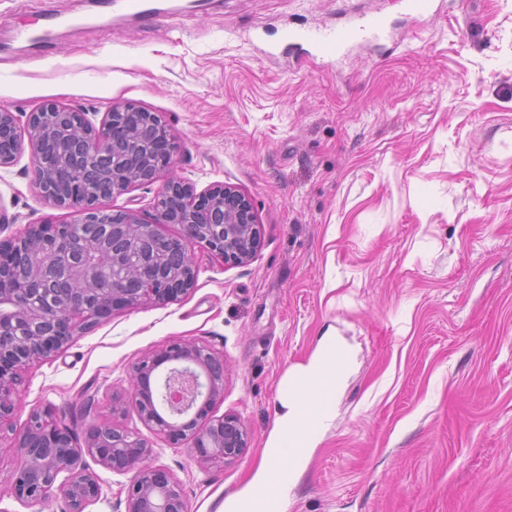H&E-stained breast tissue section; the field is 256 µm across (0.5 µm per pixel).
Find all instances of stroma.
<instances>
[{
	"label": "stroma",
	"instance_id": "1",
	"mask_svg": "<svg viewBox=\"0 0 512 512\" xmlns=\"http://www.w3.org/2000/svg\"><path fill=\"white\" fill-rule=\"evenodd\" d=\"M150 24L92 0H0V108L55 101L159 113L177 143L172 176L231 184L261 243L224 269L195 241L196 282L178 301L113 313L26 367L0 424V512L14 431L32 412L84 440L109 423L142 439L177 479L188 512H223L261 467L279 397L323 336L357 354L336 417L291 471L284 512H512V0H150ZM387 16L391 37L341 59L291 45L293 27ZM65 22L38 45L13 32ZM29 155L0 167V239L64 221L32 184ZM172 343L224 356V399L249 432L234 463L200 464L189 443L145 424L130 370ZM100 495L126 512L130 474L84 456Z\"/></svg>",
	"mask_w": 512,
	"mask_h": 512
}]
</instances>
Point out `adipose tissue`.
<instances>
[{
  "mask_svg": "<svg viewBox=\"0 0 512 512\" xmlns=\"http://www.w3.org/2000/svg\"><path fill=\"white\" fill-rule=\"evenodd\" d=\"M339 345L336 338L324 340L308 363L289 380L279 400L275 425L266 446L265 461L243 491L244 497L253 501L254 512H281L274 474L282 468H297L309 449L316 447L319 442L321 432L316 429L295 449L287 447L302 417L315 403L317 392L324 389L336 391L346 383L350 367L337 361L336 349Z\"/></svg>",
  "mask_w": 512,
  "mask_h": 512,
  "instance_id": "1",
  "label": "adipose tissue"
}]
</instances>
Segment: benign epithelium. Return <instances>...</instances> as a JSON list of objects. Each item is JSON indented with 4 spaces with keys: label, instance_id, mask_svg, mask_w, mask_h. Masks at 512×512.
<instances>
[{
    "label": "benign epithelium",
    "instance_id": "obj_1",
    "mask_svg": "<svg viewBox=\"0 0 512 512\" xmlns=\"http://www.w3.org/2000/svg\"><path fill=\"white\" fill-rule=\"evenodd\" d=\"M29 146L33 184L43 197L70 210L66 222L29 224L22 235L0 240V423L15 411L21 371L65 348L75 333L113 312L141 303L167 304L195 284L196 271L183 240H194L233 267L260 244V224L250 199L230 185L200 193L184 181L165 178L176 152L171 130L160 115L132 103H113L95 124L79 108L55 102L28 113L25 125L0 108V166L13 164ZM164 179L151 217L134 209L107 210L102 202ZM160 224H178L173 237L174 268L161 271L156 242ZM112 269V285L101 288L102 268ZM174 363L158 392L154 372ZM133 395L143 419L174 444L189 440L198 461L231 464L248 445L240 417L209 419L224 399V356L205 346L173 344L135 365ZM162 404L177 418L168 421ZM23 463L13 493L34 506L59 491L68 512H85L99 486L82 472L83 455L96 457L114 472H134L126 512H187L173 474L145 460L151 448L133 433L94 424L84 445L71 430L40 413L15 434ZM66 482L56 484L60 473Z\"/></svg>",
    "mask_w": 512,
    "mask_h": 512
}]
</instances>
